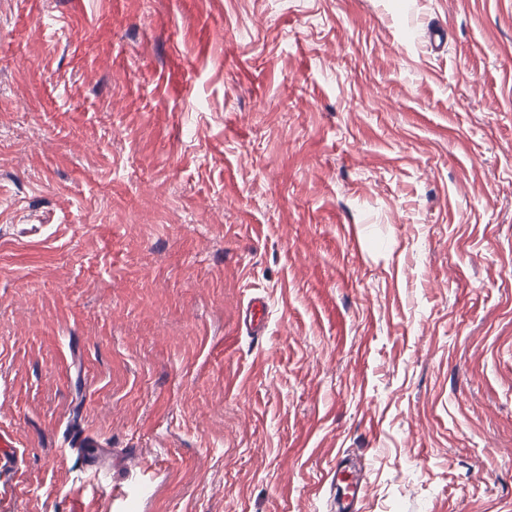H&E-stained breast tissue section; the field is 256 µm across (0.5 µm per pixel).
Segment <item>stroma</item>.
<instances>
[{
	"mask_svg": "<svg viewBox=\"0 0 512 512\" xmlns=\"http://www.w3.org/2000/svg\"><path fill=\"white\" fill-rule=\"evenodd\" d=\"M0 433V512H512V0H0ZM267 307L261 298L250 300L244 324L253 336H261L266 328ZM329 474L330 486L336 490V512H359L365 487L351 469L344 451H338L336 463Z\"/></svg>",
	"mask_w": 512,
	"mask_h": 512,
	"instance_id": "35a3bbf8",
	"label": "stroma"
}]
</instances>
